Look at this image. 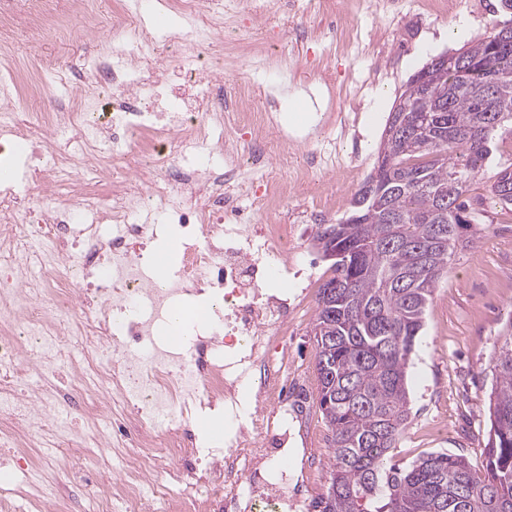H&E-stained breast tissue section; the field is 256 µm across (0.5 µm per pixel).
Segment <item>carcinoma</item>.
Instances as JSON below:
<instances>
[{"label":"carcinoma","mask_w":512,"mask_h":512,"mask_svg":"<svg viewBox=\"0 0 512 512\" xmlns=\"http://www.w3.org/2000/svg\"><path fill=\"white\" fill-rule=\"evenodd\" d=\"M499 32L466 48L465 79L427 73L428 83L450 89L445 102L409 83L405 129L382 140L348 216L317 227L314 242L334 232L339 250L312 329L332 459L317 512H512V323L492 358L484 476L441 452L405 469L386 463L411 420L408 368L434 288L458 252L481 239L469 184L496 150V132L512 127V74L490 93L479 87L501 53L512 55ZM490 192L512 207V163L494 174Z\"/></svg>","instance_id":"carcinoma-1"}]
</instances>
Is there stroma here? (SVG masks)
<instances>
[{
    "label": "stroma",
    "instance_id": "1",
    "mask_svg": "<svg viewBox=\"0 0 512 512\" xmlns=\"http://www.w3.org/2000/svg\"><path fill=\"white\" fill-rule=\"evenodd\" d=\"M63 11L61 26L40 42L30 36L28 0H0V18L13 25L10 53L17 74L16 89L26 96L31 111L65 107L72 97L59 87L44 89L34 63L53 58L60 70L82 72L84 62L97 48L86 28V13L79 0H56ZM345 22L355 29L351 41L329 34L316 4L300 0L295 10L280 8L251 22L240 20L237 32L246 37L248 56L228 54L227 78H245L262 94H280L282 120L295 125L293 93L317 91L322 100L320 132L328 142L340 140L339 116L359 113L361 119L348 136L360 153L343 160L370 173L390 112L416 73V63H429L444 52L471 46L489 35L494 24L512 19L500 0H466L454 13L427 8L422 0H405L401 16L375 14L370 0H338ZM332 75L324 84L320 72ZM497 149L485 175L475 178L470 195L482 203L485 232L482 239L462 251L439 280L417 340L410 368L411 422L391 451L393 462L407 466L419 456L434 452L462 455L474 471L484 473L489 430V394L493 379L491 358L502 331L512 321V210L503 208L489 192L490 177L501 163H512V135L496 138ZM340 201L326 210L319 199L289 197L287 205L301 209L308 223H336L349 207L362 181L326 178ZM300 260L314 276L306 285L297 280L268 285V292L303 294L306 304L288 330L289 387H300V430L288 446L284 461L308 483L310 500L326 496L331 463L328 437L316 395L315 341L312 335L320 286L330 277V263L318 252L312 237L297 244ZM92 488L89 473H47L46 496L66 493L70 512Z\"/></svg>",
    "mask_w": 512,
    "mask_h": 512
}]
</instances>
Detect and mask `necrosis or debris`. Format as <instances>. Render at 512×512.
<instances>
[{
    "label": "necrosis or debris",
    "mask_w": 512,
    "mask_h": 512,
    "mask_svg": "<svg viewBox=\"0 0 512 512\" xmlns=\"http://www.w3.org/2000/svg\"><path fill=\"white\" fill-rule=\"evenodd\" d=\"M167 3L194 33L168 39L184 62L173 80L143 19ZM223 27L211 0H139L108 32L89 24L100 54L70 111L0 94V140L28 148L5 158L20 175L0 190V456L27 476L29 512H68L36 474L88 466L104 446L116 462L91 512H306L302 476L267 465L290 432L246 412L240 386L287 415L281 370L303 298L265 286L297 271L288 256L308 227L278 205L311 193L336 157L248 82L224 91L200 54ZM170 227L180 261L160 280L146 246ZM207 293L206 320L163 335L172 310ZM219 405L232 428L221 454L188 413Z\"/></svg>",
    "instance_id": "1"
}]
</instances>
